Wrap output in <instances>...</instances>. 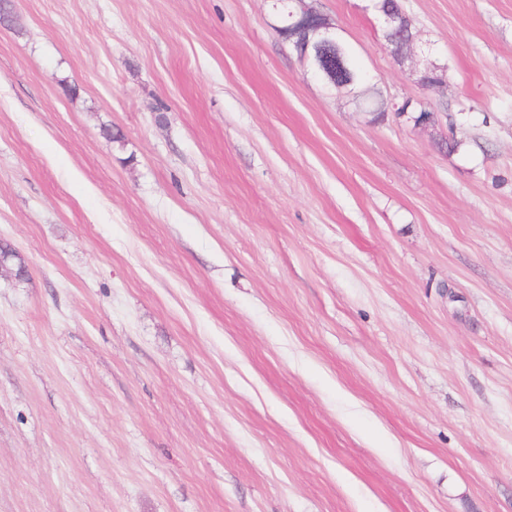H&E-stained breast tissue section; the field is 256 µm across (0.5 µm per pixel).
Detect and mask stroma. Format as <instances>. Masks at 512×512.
<instances>
[{
    "instance_id": "stroma-1",
    "label": "stroma",
    "mask_w": 512,
    "mask_h": 512,
    "mask_svg": "<svg viewBox=\"0 0 512 512\" xmlns=\"http://www.w3.org/2000/svg\"><path fill=\"white\" fill-rule=\"evenodd\" d=\"M13 0L0 512H512V0ZM460 143L446 153L447 134ZM275 1L277 7L280 5L282 26L288 25V43L298 44L300 56L304 62H309L310 72L334 87L363 82L355 72L362 71L353 53L351 60L355 71L349 66L348 48L335 24L304 6V0H294L298 7L289 13L288 0ZM380 12L377 13L379 18L382 20L384 38L387 42V46L390 48V52L393 56L397 57L398 60H404L410 58L413 59L418 42V35L412 30V26L407 18L404 9L394 10L388 7H380ZM397 35H402L404 41L402 48L398 52L392 50L393 40Z\"/></svg>"
}]
</instances>
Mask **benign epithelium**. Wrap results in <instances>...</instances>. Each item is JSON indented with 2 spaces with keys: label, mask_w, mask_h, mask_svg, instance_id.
<instances>
[{
  "label": "benign epithelium",
  "mask_w": 512,
  "mask_h": 512,
  "mask_svg": "<svg viewBox=\"0 0 512 512\" xmlns=\"http://www.w3.org/2000/svg\"><path fill=\"white\" fill-rule=\"evenodd\" d=\"M295 3L297 8L288 13V42L299 46L301 57L309 63V71L334 87L361 82L349 66L348 48L336 25L304 6V0H295ZM378 16L382 20L387 46L393 45L396 36L404 37L402 48L393 56L400 60L413 58L418 35L413 32L405 11L382 7ZM446 70V66L429 61L421 72L419 82L429 87L438 86L444 82Z\"/></svg>",
  "instance_id": "7a95c632"
}]
</instances>
